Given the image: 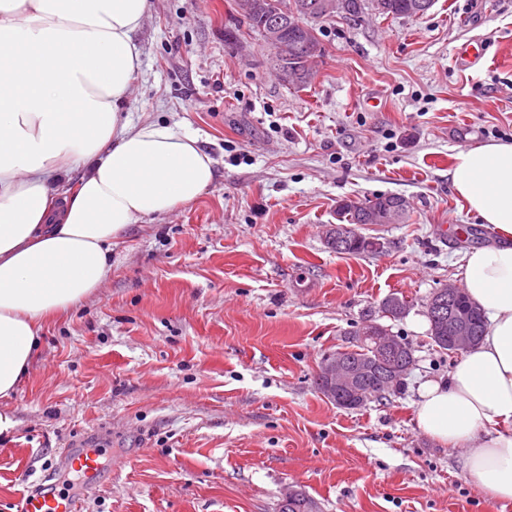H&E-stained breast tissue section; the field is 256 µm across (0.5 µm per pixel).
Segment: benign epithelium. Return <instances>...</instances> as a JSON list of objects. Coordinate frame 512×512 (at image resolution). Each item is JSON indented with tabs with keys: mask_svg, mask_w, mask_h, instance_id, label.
<instances>
[{
	"mask_svg": "<svg viewBox=\"0 0 512 512\" xmlns=\"http://www.w3.org/2000/svg\"><path fill=\"white\" fill-rule=\"evenodd\" d=\"M287 21L288 17L275 12L268 16L263 28L265 41L276 47L273 64L283 83L295 81L301 76V71L289 69L279 58L281 50L284 49L281 36ZM353 235L364 240L366 252L370 254L384 248V243L379 238L357 233L353 226L345 224L328 225L325 241L330 248L338 250ZM464 292L465 289L450 282L428 304L429 315L448 329V338L455 354L469 349L473 339L472 329L461 321L455 309V301ZM358 335L371 339L370 350L373 357L353 360L336 354L325 357L321 362L319 383L322 394L338 404H344L350 398L360 403L365 401L363 387L377 370H383L378 384V393L382 394L391 389V375L398 372L404 375L415 365V359H405V352L409 350L410 344L402 337L392 334L390 329L369 322L367 329L358 332Z\"/></svg>",
	"mask_w": 512,
	"mask_h": 512,
	"instance_id": "benign-epithelium-1",
	"label": "benign epithelium"
}]
</instances>
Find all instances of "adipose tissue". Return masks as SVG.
<instances>
[{"instance_id": "adipose-tissue-1", "label": "adipose tissue", "mask_w": 512, "mask_h": 512, "mask_svg": "<svg viewBox=\"0 0 512 512\" xmlns=\"http://www.w3.org/2000/svg\"><path fill=\"white\" fill-rule=\"evenodd\" d=\"M151 9V0H0V398L27 373L40 321L101 287L113 242L217 180L196 136L122 110L141 67L134 35ZM448 177L503 242L462 257L486 332L447 379L422 384L417 424L465 449V478L486 498L510 502L512 142L459 151Z\"/></svg>"}]
</instances>
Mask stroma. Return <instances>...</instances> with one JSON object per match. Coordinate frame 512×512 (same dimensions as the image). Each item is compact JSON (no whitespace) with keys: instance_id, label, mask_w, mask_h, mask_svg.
Wrapping results in <instances>:
<instances>
[{"instance_id":"1","label":"stroma","mask_w":512,"mask_h":512,"mask_svg":"<svg viewBox=\"0 0 512 512\" xmlns=\"http://www.w3.org/2000/svg\"><path fill=\"white\" fill-rule=\"evenodd\" d=\"M238 29L227 40L225 33ZM306 89L282 85L237 0H153L126 109L197 135L216 184L112 246L102 288L45 320L0 410V512L76 481L66 445L100 449L81 512H512L468 483L462 450L417 426L419 387L457 355L433 346L424 304L462 283L454 230L481 228L448 179L458 150L512 141V0H436L421 18L340 17ZM484 40L461 69L457 50ZM398 194L402 224H367L374 255L327 247L344 199ZM411 303L381 317L384 298ZM414 348L400 388L358 409L317 389L325 356L367 317Z\"/></svg>"}]
</instances>
